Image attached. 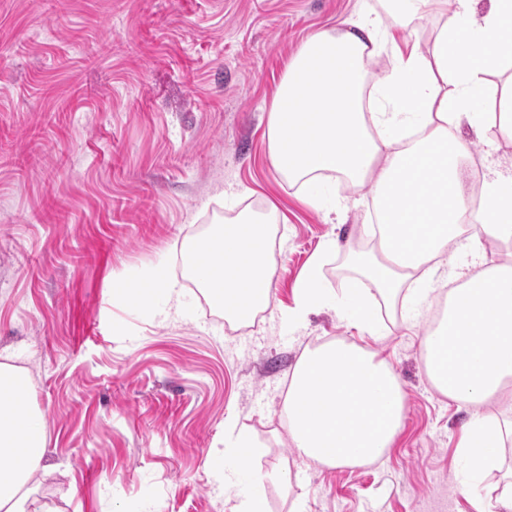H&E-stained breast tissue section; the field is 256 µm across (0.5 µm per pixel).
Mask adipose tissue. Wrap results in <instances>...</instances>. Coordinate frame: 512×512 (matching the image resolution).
<instances>
[{
  "label": "adipose tissue",
  "mask_w": 512,
  "mask_h": 512,
  "mask_svg": "<svg viewBox=\"0 0 512 512\" xmlns=\"http://www.w3.org/2000/svg\"><path fill=\"white\" fill-rule=\"evenodd\" d=\"M378 8L310 37L289 63L268 114L267 144L277 170L319 199L323 179L370 187L364 221L373 246L350 252L358 287L329 297L324 254L296 286L288 321L334 303L340 318L375 333L374 302L401 320L420 315L450 254L460 270L444 313L422 340L431 386L471 409L458 448L460 488L501 470L512 420L490 421L478 406L512 409V264L486 260V244L512 248V173L485 174L479 191L463 177L469 146L462 124L486 144L512 141V0H491L475 19L476 0H378ZM431 21L428 47L407 29ZM387 64L370 80L371 61ZM270 217L242 211L202 241L210 256L196 270L214 308L240 322L266 311L275 266ZM29 375L0 362V512H56L38 503L37 475L49 448ZM288 436L300 457L322 467L356 468L379 460L400 431L402 386L369 347L334 340L304 350L284 402Z\"/></svg>",
  "instance_id": "adipose-tissue-1"
}]
</instances>
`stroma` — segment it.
I'll list each match as a JSON object with an SVG mask.
<instances>
[{"mask_svg": "<svg viewBox=\"0 0 512 512\" xmlns=\"http://www.w3.org/2000/svg\"><path fill=\"white\" fill-rule=\"evenodd\" d=\"M376 0H0V352L18 356L48 430L38 495L59 512H234L262 479L268 512H474L457 447L470 409L434 390L421 341L437 312L383 317L370 347L402 384V428L383 459L326 469L283 426L306 348L361 333L322 305L283 312L309 260L324 286L354 273L360 203L326 214L273 166L267 122L308 37ZM480 171L512 169V144L463 128ZM242 210L272 213V303L226 322L184 261ZM163 271L184 309L160 320L118 287ZM250 429L248 466L217 487L224 428Z\"/></svg>", "mask_w": 512, "mask_h": 512, "instance_id": "35a3bbf8", "label": "stroma"}]
</instances>
